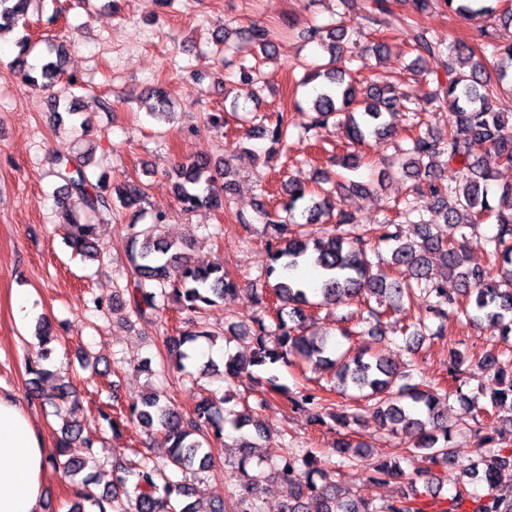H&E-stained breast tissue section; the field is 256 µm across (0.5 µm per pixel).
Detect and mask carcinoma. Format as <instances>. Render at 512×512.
<instances>
[{
	"instance_id": "obj_1",
	"label": "carcinoma",
	"mask_w": 512,
	"mask_h": 512,
	"mask_svg": "<svg viewBox=\"0 0 512 512\" xmlns=\"http://www.w3.org/2000/svg\"><path fill=\"white\" fill-rule=\"evenodd\" d=\"M32 0H0V36L11 33L26 19ZM405 8L406 26L403 30L415 57L409 69H420L429 59L441 60L442 73L430 80L426 93L430 111L436 112L451 102L450 115L444 134L434 133L429 121L420 113L412 112L416 134L408 148L386 162L381 176L399 174L412 181V193L424 196L426 209L406 198L399 216L413 226L416 238L402 235L399 225L386 217L382 220L387 230L381 240L391 243L389 256L384 257L373 243L371 229L351 212L336 207L331 201L334 191L321 184L308 187L290 178L285 183L288 202L282 213L270 212L259 204L257 212L263 221V234L268 242V263L265 277L272 280L270 294L256 295V303L266 306L269 298L280 302L275 323L259 324L253 335L255 349L248 357L232 355L224 362V379H247L258 382L252 368H271L279 363H330L336 366L337 387L359 392V398L370 402L369 410L390 433L406 440L407 451H419L434 464L446 465L455 461L456 450L448 446L450 426L444 405L450 391L438 386L425 376L413 384L395 387L399 373L394 361L373 354L354 356L336 354V337H319L302 331L306 319L304 308L317 303L336 306L355 299L369 306V315L375 321L368 334L382 335L379 329L382 312L370 307L371 301L389 309L401 308L407 302L422 301L414 330L405 337L410 350L421 345L429 336L446 335L443 327L432 328L451 316H464L469 322H479L490 330L491 337L506 338L512 334V185H504L489 195L488 186L494 172L485 167L474 153L475 146L492 150L500 165L512 168V43L494 44L492 49H476L463 41L445 43L420 26L417 18L433 8L444 5L450 12L462 17H485L495 22L512 25V10H500L493 0H400ZM389 13L388 0H370L369 19L382 26ZM238 40L225 50L238 53L246 48L258 49L265 57L275 53V45L268 27L252 23L234 28ZM301 38L330 53L326 63L305 62L297 86L313 85L310 97V122L302 127L299 137L310 139V133L323 128L336 118L346 130L351 144L364 146L367 140L388 137V117L396 111L401 97L388 83L363 82L354 78L341 65L344 48L352 42L353 32L345 21L336 18L324 26L309 25L300 32ZM18 53L12 62L16 75L26 86L48 90L64 75L66 45L47 42L39 63L28 62L35 44L24 36L16 42ZM260 77L255 68L241 66L236 93L230 104L232 112L248 111V103H258ZM156 100L151 115L167 113L168 93L161 86L151 89ZM291 123L285 112H271L261 117L258 132L271 143L268 155L288 148ZM69 159L55 157L58 177L63 184L58 188L62 209L64 240L85 261L101 260L96 242V225L92 220L112 216L115 205L132 210L127 225L130 250L126 272L124 305L130 314L146 323L153 322L159 311L160 300L175 296L182 310L190 318L224 301V295L236 290V283L227 278L223 266L199 267L192 262L189 245L163 238L160 229L166 216L159 214L150 224H139L137 219L145 199L140 184L128 179L106 182L107 176L92 179L82 168L68 167ZM174 191L182 210L192 212L199 208L222 210L234 191L229 163L221 158H189L178 163L172 173ZM78 197L83 210L76 213L66 206V200ZM438 214L443 223L433 224L424 218V211ZM493 219V232L487 238L489 263L487 267L469 262L464 247V229L476 228L481 222ZM334 221L336 227L348 226L349 231H338L326 238H307L296 231L305 224H323ZM446 270L445 278L434 281L429 277L433 263ZM311 265L318 271V284L307 287L298 277V271ZM319 302H313V299ZM39 341L36 354L27 360V373L35 396L48 400L62 419L61 437L56 452L49 457V465H58L57 457L70 447L69 441L81 436L83 426L77 418L78 402L74 391L64 386L50 392L41 382L52 376L43 362L50 358V344L57 341L48 322L36 326ZM200 338L211 339L207 331H183L166 340L170 355L178 360L188 358L187 345ZM465 356L451 351L448 374L456 383L455 393L462 394L459 384ZM486 369L495 370L496 387L490 394L491 407L512 402V365H501L498 355L488 352L477 361ZM270 390L294 409L307 410L318 423L329 418L347 427L353 412H337L327 399L312 388L298 387L291 391L277 383L276 376L267 377ZM267 399L257 400L256 409L236 415L234 426L238 431L250 428V433L239 436V449L254 448L253 439L267 432L259 419L258 410ZM222 397L203 398L191 413L178 411L171 398L160 390H153L131 403L126 419L138 423L149 432L160 433L165 456L157 460L148 452L140 453L132 464L119 463L114 469L112 490L96 497L82 482L77 496L97 507V512H224V503H204L193 498V493L181 477L189 472H207L213 466L210 449L224 439V412ZM87 455L80 460L65 463L66 472L76 475L89 463L96 461L93 443L86 442ZM333 452L348 456L359 464L368 456V450L341 440ZM239 460L235 478L241 488L233 512H261L256 494L265 479L264 471L251 473ZM335 468L331 456L321 459L308 452L289 451L274 465L278 480L285 488L287 500L282 512H378L355 498L349 489L327 481L329 470ZM372 481H385L400 475L396 463L380 461L364 467ZM512 474V450L495 449L481 465L466 469L472 480L486 484L488 491L475 495L466 487L456 490L443 512H512V491L499 488L504 473ZM323 483H318V480ZM418 489L410 486L398 500L387 505L383 512H424L417 507Z\"/></svg>"
}]
</instances>
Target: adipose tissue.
<instances>
[{
    "label": "adipose tissue",
    "mask_w": 512,
    "mask_h": 512,
    "mask_svg": "<svg viewBox=\"0 0 512 512\" xmlns=\"http://www.w3.org/2000/svg\"><path fill=\"white\" fill-rule=\"evenodd\" d=\"M49 448L25 406L0 394V512H42Z\"/></svg>",
    "instance_id": "ef3b65f1"
}]
</instances>
